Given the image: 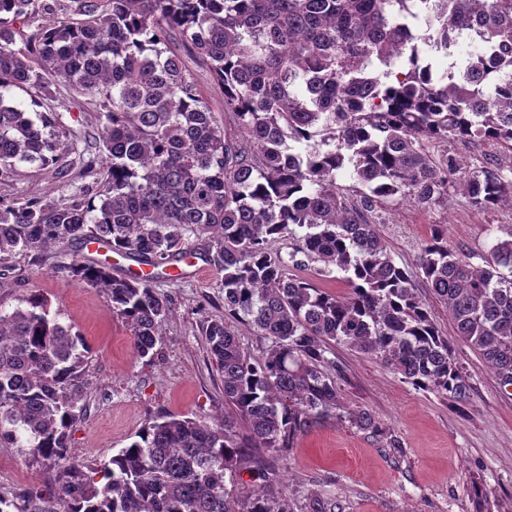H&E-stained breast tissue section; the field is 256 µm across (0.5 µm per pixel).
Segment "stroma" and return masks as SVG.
<instances>
[{
	"label": "stroma",
	"instance_id": "stroma-1",
	"mask_svg": "<svg viewBox=\"0 0 512 512\" xmlns=\"http://www.w3.org/2000/svg\"><path fill=\"white\" fill-rule=\"evenodd\" d=\"M42 108L76 132V148L59 168L0 176L2 195L60 200L97 180L85 168L86 140L96 131L94 105L73 107L61 85ZM447 149L470 170L512 162V154L493 141H454ZM374 216L395 262L410 270L422 245L437 233L478 266L493 244L512 238L511 207L477 210L454 186L446 204L424 209L396 197ZM64 259L52 251L39 259L16 255L10 273L0 278V309L12 310L40 291L59 320L74 324L91 347L84 410L72 432L73 461L102 467L157 415L214 421L231 413L201 331L204 320L224 314L221 276L212 266L193 258L179 263L175 279L159 282L171 312L161 353L150 362L134 353L125 324L101 293L56 273ZM453 348L471 386L462 407L415 389L373 357L342 344L333 347L330 358L345 374L346 402L369 410L382 431L362 432L333 416L312 423L295 438L282 467V482L295 502L327 498L341 512H512V387L501 388L462 340L454 339ZM55 474L23 449L0 448L2 496L50 488Z\"/></svg>",
	"mask_w": 512,
	"mask_h": 512
}]
</instances>
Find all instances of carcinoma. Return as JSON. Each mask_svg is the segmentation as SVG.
<instances>
[{
    "mask_svg": "<svg viewBox=\"0 0 512 512\" xmlns=\"http://www.w3.org/2000/svg\"><path fill=\"white\" fill-rule=\"evenodd\" d=\"M32 38L34 0H0V170L57 168L70 130L37 107L68 87L98 101L103 177L60 201L0 196V270L18 251L95 241L149 267L117 275L77 254L59 266L102 293L153 360L170 306L155 281L197 255L222 274L224 317L202 331L234 413L218 422L152 418L103 467L69 463L90 354L50 316L41 293L0 309V447L62 466L51 496L63 512H295L268 455L336 415L359 431L380 424L354 409L327 357L333 344L375 356L404 382L463 405L470 385L373 221L376 204L409 197L430 209L460 184L480 210L512 205L502 168L460 171L430 143L493 140L512 153V0H75ZM478 51L441 72L431 53ZM224 90L215 115L183 53ZM407 56L408 69L393 72ZM24 91L30 107L15 99ZM320 138L323 148L301 144ZM350 169L355 202L336 184ZM295 241L284 253L277 243ZM477 267L438 235L416 268L448 307L454 333L512 386V239ZM340 274L336 294L291 270ZM507 272H502V269ZM267 342L245 351L228 320ZM262 480L241 501L226 480ZM41 491L0 496V512H45Z\"/></svg>",
    "mask_w": 512,
    "mask_h": 512,
    "instance_id": "obj_1",
    "label": "carcinoma"
}]
</instances>
